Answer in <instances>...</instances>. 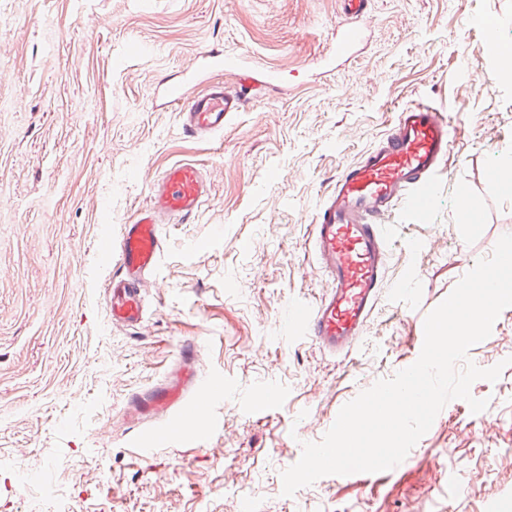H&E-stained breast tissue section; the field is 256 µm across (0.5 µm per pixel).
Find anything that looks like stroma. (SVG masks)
Listing matches in <instances>:
<instances>
[{
	"label": "stroma",
	"mask_w": 512,
	"mask_h": 512,
	"mask_svg": "<svg viewBox=\"0 0 512 512\" xmlns=\"http://www.w3.org/2000/svg\"><path fill=\"white\" fill-rule=\"evenodd\" d=\"M351 27L358 42L335 57ZM492 36L512 49V0H371L358 18L340 0H0V512H512V307L469 351L504 366L470 388L484 411L447 403L402 463L362 480L288 497L281 478L344 404L417 360L426 316L512 234V195L491 178L512 158V81L483 51ZM212 49L281 82L206 140L162 89ZM421 100L447 113L452 151L426 214L389 218L364 337L344 359L281 335L286 308L327 286L315 209ZM180 160L209 196L162 225L144 322L112 325L100 243ZM188 340L201 382L226 392L186 422L189 443L140 457L133 401ZM272 383L279 404L247 410Z\"/></svg>",
	"instance_id": "35a3bbf8"
}]
</instances>
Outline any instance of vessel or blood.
Here are the masks:
<instances>
[{
  "label": "vessel or blood",
  "mask_w": 512,
  "mask_h": 512,
  "mask_svg": "<svg viewBox=\"0 0 512 512\" xmlns=\"http://www.w3.org/2000/svg\"><path fill=\"white\" fill-rule=\"evenodd\" d=\"M224 70L237 75L239 91L231 93L212 83L187 93V86L197 83L200 74L166 86L165 96L178 104L185 132L199 138L223 133L225 121L240 111L244 92L260 96L279 83L271 71L252 75L239 57L204 53L200 73ZM451 145L447 114L417 103L402 109L386 137L341 171L312 220L311 246L329 285L315 303L288 311L283 321L286 334L309 337L334 356L351 353L366 331L385 277V241L390 235L385 220L398 207L412 216L422 213ZM208 193L197 163L175 162L154 180L149 207L122 225L119 237L104 238L102 257L117 268L107 297L112 323L127 328L141 325L146 315L143 283L159 262L161 225L196 214ZM199 356L196 344L184 345L165 381L133 403L143 419L163 421L154 436L156 444L178 440L182 421L200 415L222 395L220 384L199 386Z\"/></svg>",
  "instance_id": "1"
}]
</instances>
